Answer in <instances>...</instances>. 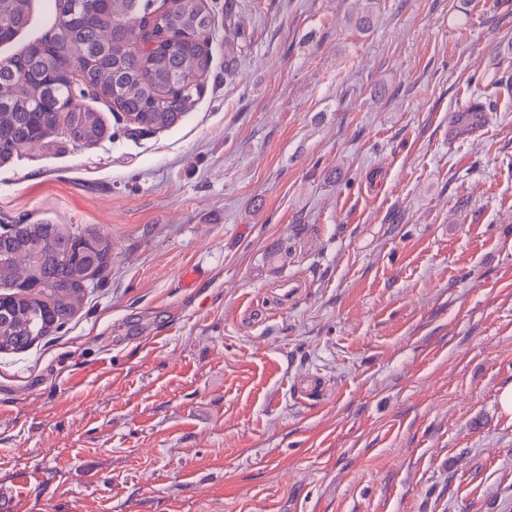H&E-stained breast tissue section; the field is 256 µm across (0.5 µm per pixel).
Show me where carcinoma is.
Segmentation results:
<instances>
[{"label": "carcinoma", "instance_id": "1", "mask_svg": "<svg viewBox=\"0 0 512 512\" xmlns=\"http://www.w3.org/2000/svg\"><path fill=\"white\" fill-rule=\"evenodd\" d=\"M54 0L55 32L0 62V163L63 133L92 144L105 135L100 112L71 97L76 75L92 98L162 130L185 117L211 71L210 26L199 0ZM31 0H0V43L30 21ZM349 23L374 24L365 7ZM110 243L63 224H11L0 232V353L23 351L81 307L85 288L108 266Z\"/></svg>", "mask_w": 512, "mask_h": 512}]
</instances>
